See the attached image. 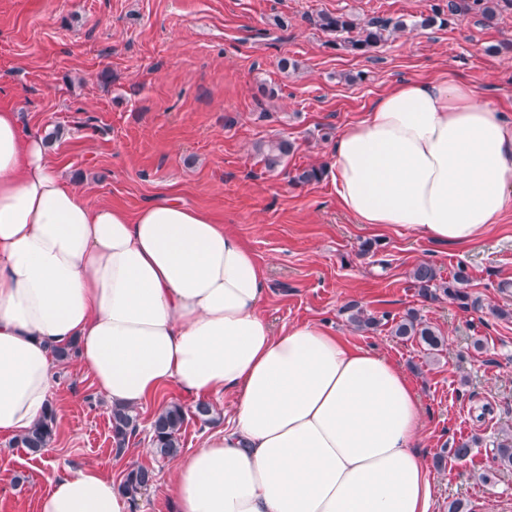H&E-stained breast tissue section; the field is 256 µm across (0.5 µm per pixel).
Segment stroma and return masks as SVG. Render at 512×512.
Returning a JSON list of instances; mask_svg holds the SVG:
<instances>
[{
	"mask_svg": "<svg viewBox=\"0 0 512 512\" xmlns=\"http://www.w3.org/2000/svg\"><path fill=\"white\" fill-rule=\"evenodd\" d=\"M433 0H0V108L52 135L48 155L68 182L97 202L137 211L167 189L228 224L251 247L267 292L262 314L280 328L324 322L350 343L388 355L417 389L426 460L438 512L449 501L473 512H512V468L493 448L512 427V208L475 245H442L406 231L371 230L339 204L330 175L294 183L297 171L328 166L338 134L404 80L449 72L512 116V8L487 24L475 17L409 30L364 56L337 49L312 23L322 12L362 20H411ZM299 63L284 73L281 58ZM286 137L295 151L267 170L257 144ZM372 244L364 252V244ZM427 261L442 277L458 267L480 310L419 296L410 272ZM375 316L362 331L351 307ZM417 310L444 337L431 354L390 334V320ZM482 349H475V342ZM51 401L57 431L31 456L0 436V512H38L59 470L95 465L122 483L142 465L156 482L130 512H175L172 459L154 455L151 424L171 403L186 411L182 452L223 428L227 397L213 419L172 388L137 407L123 451L113 442L112 406L76 362L56 365ZM488 415H480L481 406ZM478 438L464 462H433L441 450Z\"/></svg>",
	"mask_w": 512,
	"mask_h": 512,
	"instance_id": "35a3bbf8",
	"label": "stroma"
}]
</instances>
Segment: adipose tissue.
Instances as JSON below:
<instances>
[{
  "mask_svg": "<svg viewBox=\"0 0 512 512\" xmlns=\"http://www.w3.org/2000/svg\"><path fill=\"white\" fill-rule=\"evenodd\" d=\"M359 223L471 245L512 207V121L451 76L380 95L329 165ZM265 277L222 221L166 195L136 212L66 182L0 110V435L44 416L54 349L116 406L166 386L231 396L227 427L174 460L177 512H434L420 402L388 356L307 322L273 331ZM111 476L54 478L38 512H129Z\"/></svg>",
  "mask_w": 512,
  "mask_h": 512,
  "instance_id": "1",
  "label": "adipose tissue"
}]
</instances>
